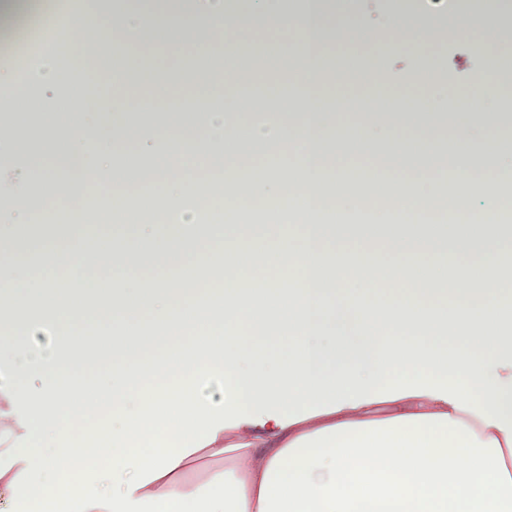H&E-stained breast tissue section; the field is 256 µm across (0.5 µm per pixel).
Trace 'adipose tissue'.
Here are the masks:
<instances>
[{"instance_id": "adipose-tissue-1", "label": "adipose tissue", "mask_w": 512, "mask_h": 512, "mask_svg": "<svg viewBox=\"0 0 512 512\" xmlns=\"http://www.w3.org/2000/svg\"><path fill=\"white\" fill-rule=\"evenodd\" d=\"M450 9L459 36L477 35L478 64L468 88L390 97L364 112V135L340 138L342 112H320L328 44L344 36L374 47L394 86H418L441 62L422 39L417 0H364L354 19L336 0H271L241 13L207 0L224 30L196 17L162 16L160 38L195 33L198 68L224 61L222 88L235 87L246 28L295 21L292 37L258 43L293 61V93L273 98L271 124L228 112L224 96L191 95L169 112H137L131 98H94L82 128L64 116L57 71L45 58L9 85L0 114V243L30 233L31 245L0 257V391L9 407L0 428L21 436L1 448L0 512H512V269L493 270L512 234V189L496 168L512 152V114L488 107L489 79L512 50V0H435ZM102 45L127 46L141 26L125 0H105ZM42 111L25 112L29 94ZM98 144L96 177L106 194H82L84 144ZM482 135L486 152L469 150ZM450 141L449 153L392 154L391 142ZM50 151L12 170L21 146ZM298 149L283 173L255 163L284 141ZM181 148L172 175L167 148ZM152 158L135 192L112 189L113 162ZM265 207L268 223L250 235L237 225L205 226L209 209H233L241 192ZM78 193L89 218L124 219L173 208L176 221L139 224L136 239L157 244L164 276L86 281L84 268L112 248L99 236L83 252L56 203ZM37 194L41 212L24 205ZM331 200L336 224L317 221L315 202ZM297 210L303 234L283 238L277 223ZM389 234L381 249L367 242ZM272 269L289 271L292 289L268 287ZM358 290L380 297L368 313L344 303ZM67 331L52 349L30 336L40 314ZM119 317L132 336L91 338L92 318ZM232 331H225V323ZM335 362L323 368L325 348ZM149 364L152 378L124 367ZM112 360L93 386L61 377L87 360ZM219 374L217 405L198 402L199 381ZM390 404L394 413L371 417ZM118 408L85 431L77 416ZM223 460L213 473L206 461Z\"/></svg>"}]
</instances>
